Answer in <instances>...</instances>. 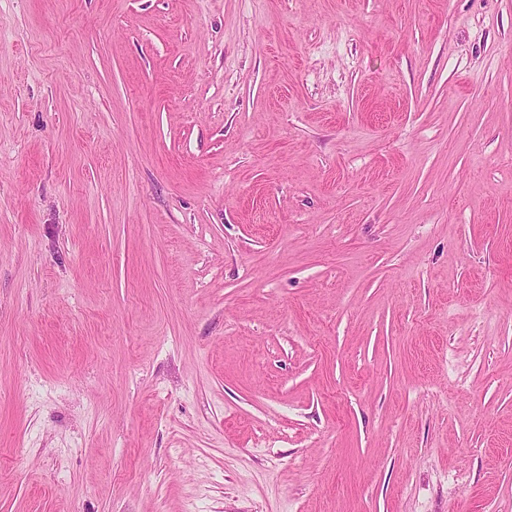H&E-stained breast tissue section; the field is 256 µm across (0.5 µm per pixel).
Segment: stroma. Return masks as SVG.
<instances>
[{"instance_id":"35a3bbf8","label":"stroma","mask_w":512,"mask_h":512,"mask_svg":"<svg viewBox=\"0 0 512 512\" xmlns=\"http://www.w3.org/2000/svg\"><path fill=\"white\" fill-rule=\"evenodd\" d=\"M0 512H512V0H0Z\"/></svg>"}]
</instances>
